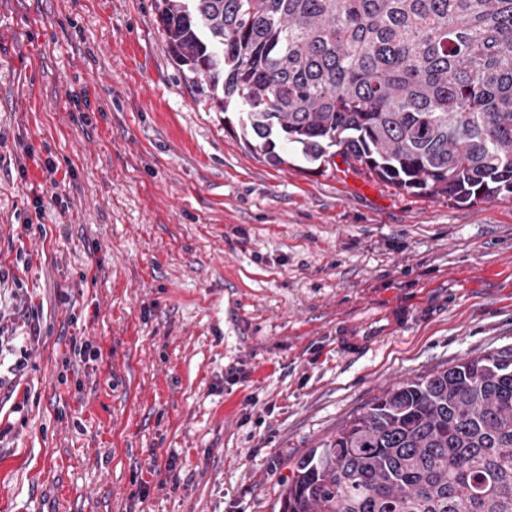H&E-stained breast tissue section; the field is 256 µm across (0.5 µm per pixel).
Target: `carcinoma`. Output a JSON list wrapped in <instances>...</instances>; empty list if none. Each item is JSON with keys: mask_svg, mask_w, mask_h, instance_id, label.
Returning a JSON list of instances; mask_svg holds the SVG:
<instances>
[{"mask_svg": "<svg viewBox=\"0 0 512 512\" xmlns=\"http://www.w3.org/2000/svg\"><path fill=\"white\" fill-rule=\"evenodd\" d=\"M181 66L273 163H360L455 203L512 193V0H157ZM279 512H512V349L376 397Z\"/></svg>", "mask_w": 512, "mask_h": 512, "instance_id": "obj_1", "label": "carcinoma"}]
</instances>
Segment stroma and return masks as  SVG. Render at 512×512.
<instances>
[{
	"mask_svg": "<svg viewBox=\"0 0 512 512\" xmlns=\"http://www.w3.org/2000/svg\"><path fill=\"white\" fill-rule=\"evenodd\" d=\"M240 119L155 0H0V268L43 311L0 389V512H279L387 388L512 347V195L273 166ZM396 307L400 333L337 350ZM74 336L94 361L69 365ZM385 337L387 336H359L354 327L349 326L341 328L336 333V346L344 354L357 356L376 346Z\"/></svg>",
	"mask_w": 512,
	"mask_h": 512,
	"instance_id": "obj_1",
	"label": "stroma"
}]
</instances>
